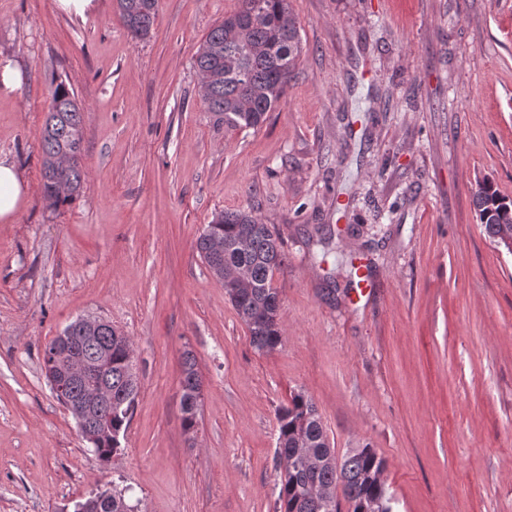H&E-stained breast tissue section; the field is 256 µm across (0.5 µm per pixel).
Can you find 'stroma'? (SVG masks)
I'll list each match as a JSON object with an SVG mask.
<instances>
[{
  "label": "stroma",
  "instance_id": "1",
  "mask_svg": "<svg viewBox=\"0 0 512 512\" xmlns=\"http://www.w3.org/2000/svg\"><path fill=\"white\" fill-rule=\"evenodd\" d=\"M238 0H159L134 38L115 0L86 18L0 0V154L26 202L0 222V512H68L104 484L134 512H277L276 411L318 408L337 454L385 462L393 512H512V254L476 180L512 198V0H290L301 61L275 111L228 131L193 57ZM84 112L81 195L41 196L55 79ZM253 212L285 241L283 340L261 353L196 241ZM366 262L371 288L329 247ZM130 337L140 389L101 462L43 371L79 318ZM202 379L182 427L181 371ZM473 206L478 224L494 244L509 251L512 245V199L501 195L488 181H478L473 191ZM196 363L194 357L187 353L184 363H183V372L185 374L184 379V393L182 396V411H183V418H182V424L183 429L186 433L190 434L193 433L195 430V427L197 425V414L199 410V403L200 400L197 401V394H195L193 401L189 402L187 399H191L192 396L189 395L186 391L194 392L198 390L199 388V376L198 372L196 370ZM201 386L198 390L200 396H201ZM197 392V393H198Z\"/></svg>",
  "mask_w": 512,
  "mask_h": 512
}]
</instances>
